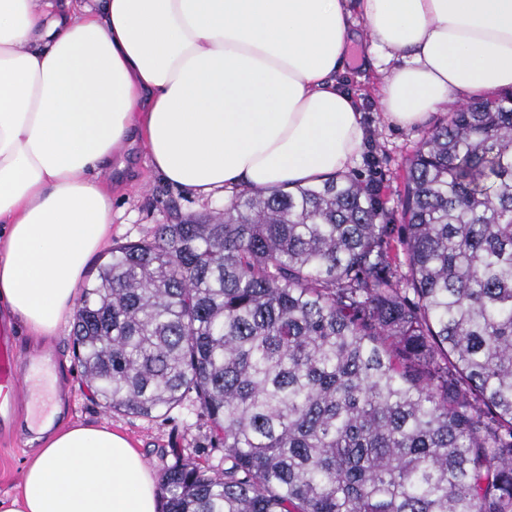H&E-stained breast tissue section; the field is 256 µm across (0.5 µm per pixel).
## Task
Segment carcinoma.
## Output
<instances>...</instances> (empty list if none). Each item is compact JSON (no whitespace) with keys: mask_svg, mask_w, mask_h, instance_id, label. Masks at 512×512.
<instances>
[{"mask_svg":"<svg viewBox=\"0 0 512 512\" xmlns=\"http://www.w3.org/2000/svg\"><path fill=\"white\" fill-rule=\"evenodd\" d=\"M512 94L454 105L405 223L349 176L243 189L117 244L72 340L104 408L191 391L224 472L176 463L162 512H512Z\"/></svg>","mask_w":512,"mask_h":512,"instance_id":"cac0c4a2","label":"carcinoma"}]
</instances>
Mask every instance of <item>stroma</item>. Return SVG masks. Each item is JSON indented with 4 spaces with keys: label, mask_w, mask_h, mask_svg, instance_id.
I'll return each instance as SVG.
<instances>
[{
    "label": "stroma",
    "mask_w": 512,
    "mask_h": 512,
    "mask_svg": "<svg viewBox=\"0 0 512 512\" xmlns=\"http://www.w3.org/2000/svg\"><path fill=\"white\" fill-rule=\"evenodd\" d=\"M369 39H362L356 58L337 75L338 84L359 103L366 131L363 150L348 168V175L372 179L381 186L384 221H402L401 194L406 167L426 132L443 120L447 109L430 113L420 125L400 128L388 122L377 93L379 74L366 69ZM111 181V243L137 241L149 235L155 225L175 217L223 211L221 199H200L174 190L154 172L139 144L122 150L118 165L104 173ZM71 323H64L58 336L48 344L33 342L21 324H14L15 345L20 357L42 355L51 358L65 395L56 417L58 424L85 422L106 424L125 435L141 452L154 475L181 461H205L213 472L224 469V449L212 437L211 423L194 399L188 398L168 412L144 418L123 411H107L97 405L81 377L74 357ZM21 396L11 415L0 418V499L13 496L20 488L25 459L32 446L30 437L19 436L27 413H49L50 405L29 381H21Z\"/></svg>",
    "instance_id": "1"
}]
</instances>
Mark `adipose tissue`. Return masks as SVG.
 Returning a JSON list of instances; mask_svg holds the SVG:
<instances>
[{"label": "adipose tissue", "mask_w": 512, "mask_h": 512, "mask_svg": "<svg viewBox=\"0 0 512 512\" xmlns=\"http://www.w3.org/2000/svg\"><path fill=\"white\" fill-rule=\"evenodd\" d=\"M360 23L392 65L378 93L395 126L512 88V0H0V303L56 336L109 241L100 174L130 139L202 197L351 167L365 129L336 75ZM34 431L0 512H158L121 434L49 415Z\"/></svg>", "instance_id": "adipose-tissue-1"}]
</instances>
